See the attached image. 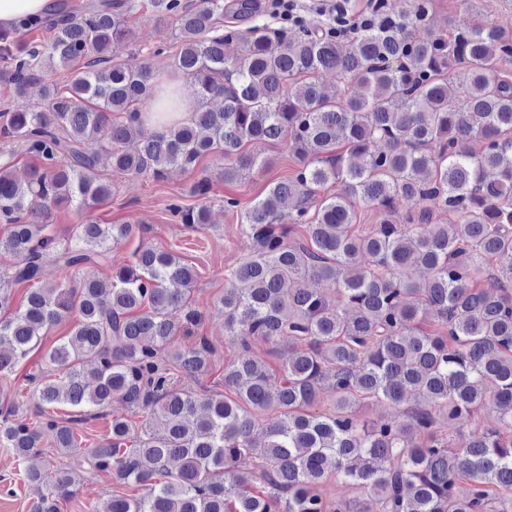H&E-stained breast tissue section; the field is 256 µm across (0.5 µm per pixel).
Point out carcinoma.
<instances>
[{
    "instance_id": "carcinoma-1",
    "label": "carcinoma",
    "mask_w": 512,
    "mask_h": 512,
    "mask_svg": "<svg viewBox=\"0 0 512 512\" xmlns=\"http://www.w3.org/2000/svg\"><path fill=\"white\" fill-rule=\"evenodd\" d=\"M394 15L378 0L374 26L343 34L307 19L271 28L259 0H150L177 27L171 67L196 106L180 121L148 118L158 78L122 57L133 40L138 0H54L50 12L0 29V80L13 92L0 109V252L16 258L0 275V375L54 327L65 340L47 361L55 376L28 374L44 421H0L29 482L41 480L44 440L72 458L32 512H60L76 469L111 474L125 492L104 512H370L322 491L331 476L369 489L378 512H506L512 492V36L478 23L448 36L417 37L432 0H408ZM46 29L48 41L22 36ZM237 46L235 54L228 46ZM72 74L61 87L49 70ZM346 83L336 99L320 78ZM459 95L448 96V81ZM43 85L44 106L25 95ZM221 98L219 111L209 100ZM137 134L139 147L126 143ZM101 143L88 152L85 142ZM481 143L477 152L471 142ZM284 143L299 159L290 178L270 182L242 208L224 198L253 242L225 279L224 335L241 350L224 365V388L209 396L180 384L211 367L206 338L176 349L197 321L195 269L144 247L109 281L90 270L112 264L110 244L133 225H75L49 234L52 210L84 214L112 199L101 162L128 175L164 177L201 157L224 158V182L270 161L247 144ZM40 164L25 180L16 156ZM336 185L334 193L325 190ZM412 204L403 222L395 201ZM295 208L284 211L285 203ZM437 203L430 209L425 201ZM382 219L356 223L357 205ZM191 229L207 206H177ZM82 274L78 284L42 283L43 265ZM424 269L427 279L413 273ZM312 280L325 289L307 287ZM28 286L14 305L12 285ZM288 339L273 369L249 356L252 343ZM328 395L325 409L318 408ZM387 403L406 423L368 422L360 405ZM68 405L73 414L46 409ZM111 416V443L83 448L74 426ZM142 411L136 424L130 415ZM270 412L276 423L255 429ZM488 414L465 446L459 421ZM258 482L264 491L249 485Z\"/></svg>"
}]
</instances>
